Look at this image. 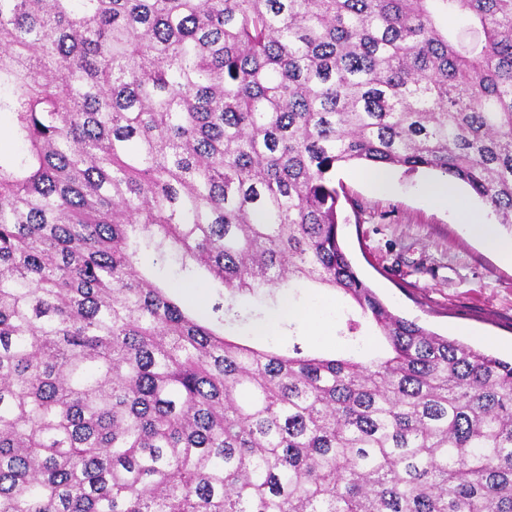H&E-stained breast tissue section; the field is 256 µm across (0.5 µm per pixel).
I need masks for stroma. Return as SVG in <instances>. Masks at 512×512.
Listing matches in <instances>:
<instances>
[{
    "label": "stroma",
    "instance_id": "obj_1",
    "mask_svg": "<svg viewBox=\"0 0 512 512\" xmlns=\"http://www.w3.org/2000/svg\"><path fill=\"white\" fill-rule=\"evenodd\" d=\"M369 173L363 165L336 171V184L346 196L339 211L343 247L358 274L400 316L511 360L512 263L488 252L454 213L421 194L433 172L406 175L391 169L388 189L377 188ZM139 267L168 286L199 321H211L214 290L209 280L185 278L172 259L150 251L141 254ZM286 306L296 311V318L265 333L271 317ZM344 308L328 288H286L272 298L244 294L237 297L238 316L225 323L224 334L253 347L285 351L298 343L345 353L353 345L341 334ZM305 314L323 321L326 335H313L301 321Z\"/></svg>",
    "mask_w": 512,
    "mask_h": 512
}]
</instances>
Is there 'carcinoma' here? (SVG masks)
<instances>
[{
    "label": "carcinoma",
    "instance_id": "obj_1",
    "mask_svg": "<svg viewBox=\"0 0 512 512\" xmlns=\"http://www.w3.org/2000/svg\"><path fill=\"white\" fill-rule=\"evenodd\" d=\"M0 112V512H512V362L389 309L335 183L431 169L512 229V0H0ZM146 249L220 325L310 282L386 348L235 343ZM19 142L13 131L12 117L8 113H0V154L2 156L14 155L19 151ZM139 267L158 283L167 285L169 287L168 291L174 294L199 321L208 322L212 320L210 301L217 288H212L209 280L204 278L187 279L179 273L178 266L171 258L162 259L150 251L140 255ZM187 288H196L202 297V307L193 302L187 295L186 290H184Z\"/></svg>",
    "mask_w": 512,
    "mask_h": 512
}]
</instances>
